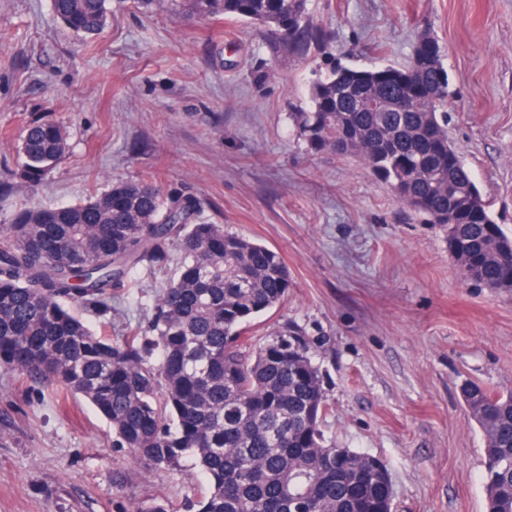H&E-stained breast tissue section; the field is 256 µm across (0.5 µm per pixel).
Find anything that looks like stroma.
Returning a JSON list of instances; mask_svg holds the SVG:
<instances>
[{"label":"stroma","mask_w":512,"mask_h":512,"mask_svg":"<svg viewBox=\"0 0 512 512\" xmlns=\"http://www.w3.org/2000/svg\"><path fill=\"white\" fill-rule=\"evenodd\" d=\"M343 63L406 64L434 36L450 75L448 137L512 235V0H309ZM312 56L274 51L264 27L159 0H110L85 42L51 0H0V224L147 181L201 220L285 261L287 299L250 329L289 326L319 364L337 447L383 461L393 512H486L483 440L464 383L512 391V292L462 281L442 227L399 204L356 158L313 154L291 113ZM70 152L43 185L17 178L33 119ZM176 262L137 269L112 311L74 305L118 343L144 333ZM202 480L134 463L81 398L0 371V512H197Z\"/></svg>","instance_id":"stroma-1"}]
</instances>
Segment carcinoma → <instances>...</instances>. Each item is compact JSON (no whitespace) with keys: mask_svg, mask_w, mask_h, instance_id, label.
<instances>
[{"mask_svg":"<svg viewBox=\"0 0 512 512\" xmlns=\"http://www.w3.org/2000/svg\"><path fill=\"white\" fill-rule=\"evenodd\" d=\"M199 15L266 27L294 54L321 49L309 106L292 113L316 153L354 156L404 207L446 232L468 280L508 281L512 238L496 224L448 138V70L437 40L421 36L407 64L355 68L331 53L333 34L308 0H173ZM72 32L102 30L107 0H52ZM381 98V112L360 106ZM66 132L33 121L20 176L47 180L68 153ZM179 272L162 290L153 338L120 344L91 330L70 305L112 310L141 267ZM273 250L199 219L196 202L127 181L83 202L20 209L0 225V369L82 397L112 426V442L147 468L184 470L207 484L198 512H390L368 480L373 456L338 448L321 429L328 409L320 368L296 330L249 343L251 323L288 296ZM461 398L483 443L487 512H512V393L476 383Z\"/></svg>","mask_w":512,"mask_h":512,"instance_id":"cac0c4a2","label":"carcinoma"}]
</instances>
